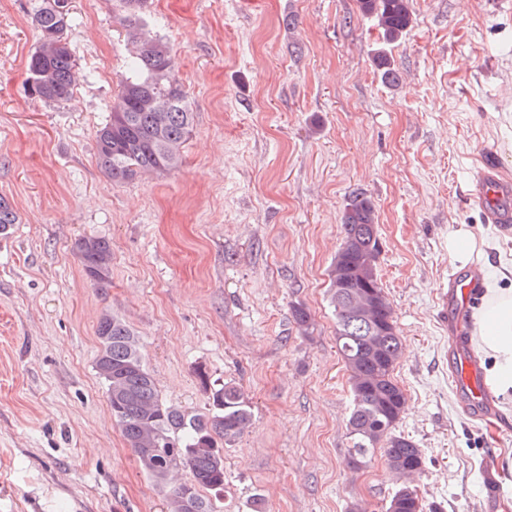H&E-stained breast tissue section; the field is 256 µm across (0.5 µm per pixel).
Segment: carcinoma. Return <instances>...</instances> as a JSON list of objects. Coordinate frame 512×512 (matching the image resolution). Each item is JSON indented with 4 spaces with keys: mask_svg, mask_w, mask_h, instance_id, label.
<instances>
[{
    "mask_svg": "<svg viewBox=\"0 0 512 512\" xmlns=\"http://www.w3.org/2000/svg\"><path fill=\"white\" fill-rule=\"evenodd\" d=\"M62 0H39L31 22L38 44L28 59L27 92L44 101L62 102L73 93L79 70L67 42L74 22L61 12ZM126 28L128 69L119 82L108 120L96 133V162L114 184L143 175L163 177L179 170L194 127L189 94L179 80L172 49L145 32L148 0H115ZM371 17L383 47L374 64L390 82L397 71L387 47L414 24L410 0H357ZM18 223L12 203L0 197V234ZM342 241L330 272V300L336 312V348L348 372L352 409L348 419L351 448L346 462L366 468L377 451L403 483L385 512H438L404 478L424 470L425 458L414 441L398 432L406 396L393 372L402 341L393 310L378 276L381 243L373 201L362 193L348 197L342 214ZM82 269L98 288L111 285L112 249L97 236L75 244ZM95 369L107 387L112 418L142 472L168 495L169 512H218L224 491V446L251 425L253 411L239 387L211 384L204 413H185L162 401L141 351L137 334L118 316L104 312L96 329ZM184 468L189 477L168 485L170 472Z\"/></svg>",
    "mask_w": 512,
    "mask_h": 512,
    "instance_id": "carcinoma-1",
    "label": "carcinoma"
}]
</instances>
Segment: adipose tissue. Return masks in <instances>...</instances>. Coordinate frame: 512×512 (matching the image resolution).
I'll list each match as a JSON object with an SVG mask.
<instances>
[{"label":"adipose tissue","mask_w":512,"mask_h":512,"mask_svg":"<svg viewBox=\"0 0 512 512\" xmlns=\"http://www.w3.org/2000/svg\"><path fill=\"white\" fill-rule=\"evenodd\" d=\"M471 339L489 364L485 379L489 388L512 398V289H487L476 312Z\"/></svg>","instance_id":"adipose-tissue-1"}]
</instances>
